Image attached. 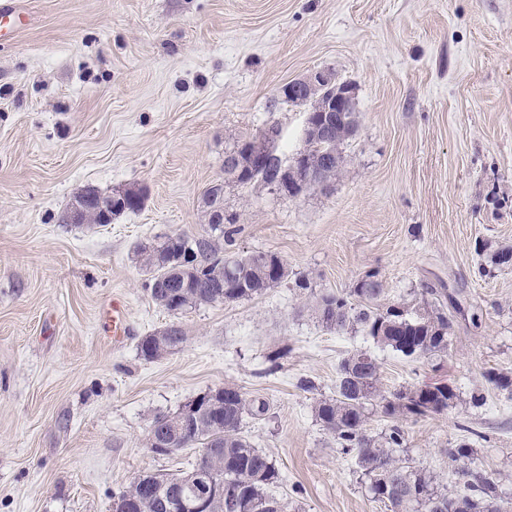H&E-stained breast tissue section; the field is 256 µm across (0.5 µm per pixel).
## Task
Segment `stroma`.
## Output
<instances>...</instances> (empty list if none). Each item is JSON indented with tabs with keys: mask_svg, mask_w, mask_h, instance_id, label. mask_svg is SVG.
<instances>
[{
	"mask_svg": "<svg viewBox=\"0 0 512 512\" xmlns=\"http://www.w3.org/2000/svg\"><path fill=\"white\" fill-rule=\"evenodd\" d=\"M13 3L0 23V512H110L135 474L192 471L199 449L156 455L151 422L227 385L269 405L242 433L279 469L268 492L285 512H389L315 418L355 349L378 358L384 390L458 394L402 419L403 463L459 491L448 451L465 444L512 498V393L485 377L512 373V268L481 274L476 249L512 245V0ZM313 70L354 86L341 175L296 198L224 189L233 251L278 254L287 279L168 313L145 288L142 247L207 234L202 197L235 137L277 125L292 159L305 114L276 98ZM88 188L146 196L105 226L63 223ZM370 274L385 301L458 305L447 357L409 359L312 316L311 293ZM115 304L119 343L103 318ZM174 322L181 348L140 357Z\"/></svg>",
	"mask_w": 512,
	"mask_h": 512,
	"instance_id": "obj_1",
	"label": "stroma"
}]
</instances>
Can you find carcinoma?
Listing matches in <instances>:
<instances>
[{
	"instance_id": "cac0c4a2",
	"label": "carcinoma",
	"mask_w": 512,
	"mask_h": 512,
	"mask_svg": "<svg viewBox=\"0 0 512 512\" xmlns=\"http://www.w3.org/2000/svg\"><path fill=\"white\" fill-rule=\"evenodd\" d=\"M338 161L322 169L313 168V179L305 191L324 189L341 173L346 158L343 146L352 137L350 128L336 121L333 126ZM278 175V159L267 157L257 169L234 165L224 170V183L247 186L263 182L273 186ZM210 233L197 237L175 234L143 252L150 277L146 288L152 299L167 311L184 312L202 304L233 303L260 296L288 277V273L269 280L264 275L268 264L281 263L276 253L259 252L239 257L224 249L233 242L234 230L222 224L209 225ZM491 266L499 268L512 258V246L482 244ZM384 288L374 274L360 280L349 295H312L311 309L323 327L360 332L373 343L405 357L442 358L448 355L453 315L426 302L409 308L400 303L382 304ZM185 341L178 323L162 332L144 337L139 343L142 357L151 360L170 354ZM381 365L366 350H353L339 365L336 396L321 399L314 408L323 428L336 439V445L355 458V464L368 477L375 499L391 512H512V501L498 493L493 472L470 467L471 452L465 444L448 449L465 478L464 491L448 494L438 490L430 472L404 465L394 456L402 447L405 433L400 419L427 416L455 405L457 394L446 384H424L385 392L380 387ZM200 405L181 408L165 419L168 427L189 423L186 448H218L208 464L216 482L233 485L240 493V512H283L281 500L267 495V488L280 482V472L269 457L254 448L241 435L244 418L258 419L268 411L265 401L250 399L241 388L227 385L222 395L209 393L196 397ZM391 419L388 432L375 438L366 434L368 406ZM189 475L154 471L133 477L116 497L126 501L125 512H183L178 495L192 489Z\"/></svg>"
}]
</instances>
